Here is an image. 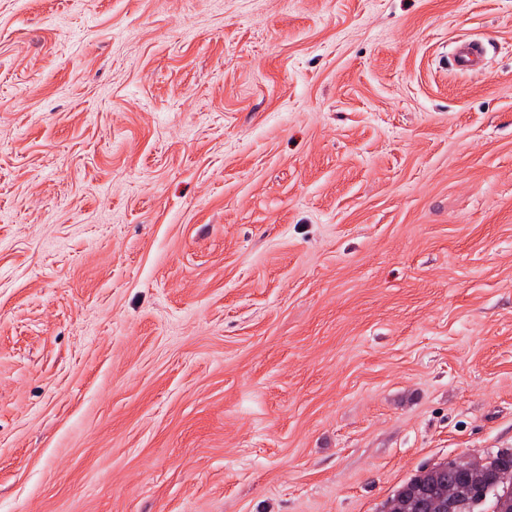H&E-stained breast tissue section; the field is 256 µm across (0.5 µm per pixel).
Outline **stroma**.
<instances>
[{
    "label": "stroma",
    "mask_w": 512,
    "mask_h": 512,
    "mask_svg": "<svg viewBox=\"0 0 512 512\" xmlns=\"http://www.w3.org/2000/svg\"><path fill=\"white\" fill-rule=\"evenodd\" d=\"M506 448L512 0H0V512ZM482 58L483 48L477 42H463L454 51V63L460 70L474 67Z\"/></svg>",
    "instance_id": "obj_1"
}]
</instances>
